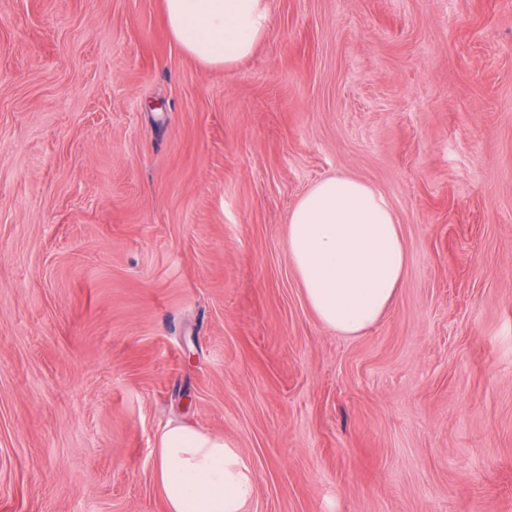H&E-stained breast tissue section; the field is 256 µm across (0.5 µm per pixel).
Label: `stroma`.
<instances>
[{
  "instance_id": "1",
  "label": "stroma",
  "mask_w": 512,
  "mask_h": 512,
  "mask_svg": "<svg viewBox=\"0 0 512 512\" xmlns=\"http://www.w3.org/2000/svg\"><path fill=\"white\" fill-rule=\"evenodd\" d=\"M224 69L163 0H0V512H165L173 420L247 512H512V0H268ZM409 273L358 336L288 261L317 181ZM154 470L166 512H246L256 494L255 469L233 441L180 422L161 432Z\"/></svg>"
}]
</instances>
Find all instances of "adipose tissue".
<instances>
[{
    "mask_svg": "<svg viewBox=\"0 0 512 512\" xmlns=\"http://www.w3.org/2000/svg\"><path fill=\"white\" fill-rule=\"evenodd\" d=\"M169 31L189 56L229 67L253 54L268 30L267 0H164ZM288 260L326 327L357 336L374 326L408 273L396 214L385 196L349 175L313 185L289 216ZM166 512H246L256 472L223 436L169 422L155 452Z\"/></svg>",
    "mask_w": 512,
    "mask_h": 512,
    "instance_id": "ef3b65f1",
    "label": "adipose tissue"
}]
</instances>
